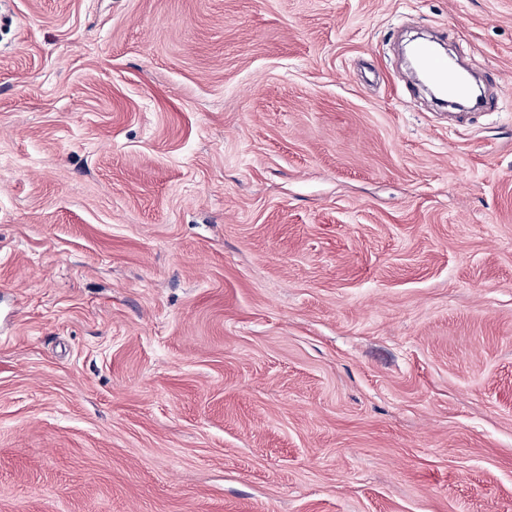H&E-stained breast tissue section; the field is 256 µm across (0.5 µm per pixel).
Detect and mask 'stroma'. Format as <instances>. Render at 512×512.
Wrapping results in <instances>:
<instances>
[{
    "label": "stroma",
    "instance_id": "35a3bbf8",
    "mask_svg": "<svg viewBox=\"0 0 512 512\" xmlns=\"http://www.w3.org/2000/svg\"><path fill=\"white\" fill-rule=\"evenodd\" d=\"M0 512H512V0H0ZM415 63L450 98L462 99L469 95L467 76L460 70L448 68V59L437 56L430 45H420L416 49Z\"/></svg>",
    "mask_w": 512,
    "mask_h": 512
}]
</instances>
